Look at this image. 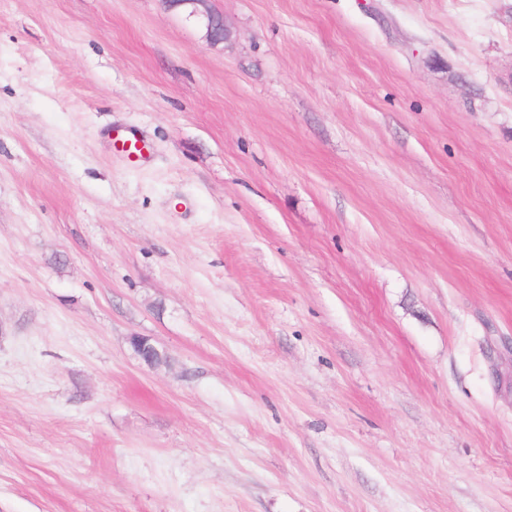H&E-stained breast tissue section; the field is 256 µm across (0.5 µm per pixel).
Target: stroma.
I'll return each mask as SVG.
<instances>
[{
	"label": "stroma",
	"mask_w": 512,
	"mask_h": 512,
	"mask_svg": "<svg viewBox=\"0 0 512 512\" xmlns=\"http://www.w3.org/2000/svg\"><path fill=\"white\" fill-rule=\"evenodd\" d=\"M208 6L0 0V512H512V0ZM206 0H163L168 10H180L187 13L189 17H195L205 28L208 42L215 46L224 43L227 38V30L224 26V19L221 15L209 10L202 11L200 6ZM102 134L131 165L145 166L152 161V153L139 129L114 125L103 129Z\"/></svg>",
	"instance_id": "1"
}]
</instances>
